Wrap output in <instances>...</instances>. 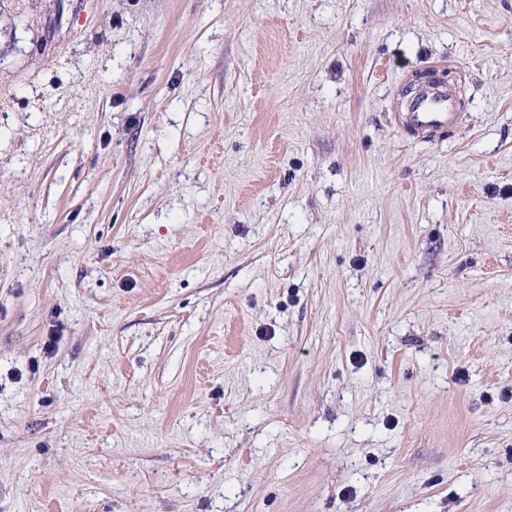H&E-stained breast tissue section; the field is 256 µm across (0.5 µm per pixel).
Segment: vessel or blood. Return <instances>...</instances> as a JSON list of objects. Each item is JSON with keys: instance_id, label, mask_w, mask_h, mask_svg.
Returning a JSON list of instances; mask_svg holds the SVG:
<instances>
[{"instance_id": "b4317fda", "label": "vessel or blood", "mask_w": 512, "mask_h": 512, "mask_svg": "<svg viewBox=\"0 0 512 512\" xmlns=\"http://www.w3.org/2000/svg\"><path fill=\"white\" fill-rule=\"evenodd\" d=\"M398 122L419 138L453 128L458 122L453 98L443 90L426 86L414 95L406 111L398 113Z\"/></svg>"}]
</instances>
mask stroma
<instances>
[{"instance_id": "35a3bbf8", "label": "stroma", "mask_w": 512, "mask_h": 512, "mask_svg": "<svg viewBox=\"0 0 512 512\" xmlns=\"http://www.w3.org/2000/svg\"><path fill=\"white\" fill-rule=\"evenodd\" d=\"M0 512H512V0H0ZM398 122L417 138H431L458 122L453 98L443 90L425 86L414 95L405 112H398Z\"/></svg>"}]
</instances>
